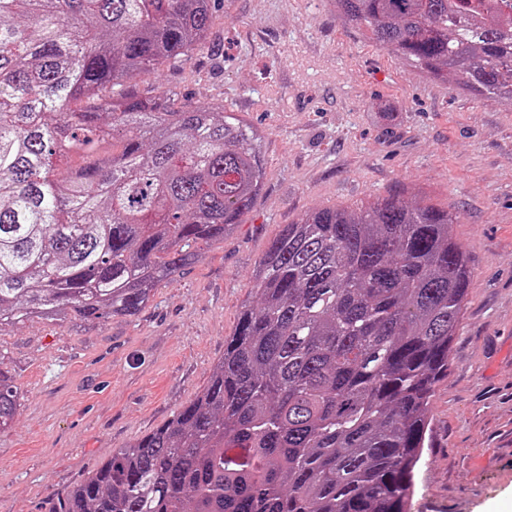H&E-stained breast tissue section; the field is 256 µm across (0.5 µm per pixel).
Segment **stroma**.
I'll list each match as a JSON object with an SVG mask.
<instances>
[{
    "instance_id": "1",
    "label": "stroma",
    "mask_w": 512,
    "mask_h": 512,
    "mask_svg": "<svg viewBox=\"0 0 512 512\" xmlns=\"http://www.w3.org/2000/svg\"><path fill=\"white\" fill-rule=\"evenodd\" d=\"M210 41L137 86L177 108L225 106L261 131L262 190L233 233L198 243L196 262L137 316L0 328L23 394L0 432V512H49L196 398L286 225L398 188L455 215L473 269L411 512L511 503L512 101L428 80L330 0H226Z\"/></svg>"
}]
</instances>
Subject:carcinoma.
Instances as JSON below:
<instances>
[{"mask_svg": "<svg viewBox=\"0 0 512 512\" xmlns=\"http://www.w3.org/2000/svg\"><path fill=\"white\" fill-rule=\"evenodd\" d=\"M330 2L429 79L512 100V0ZM215 3L0 0V327L134 317L252 209L262 133L134 84L204 50ZM453 225L402 192L286 225L203 391L50 512H411L472 277ZM20 400L0 351V432Z\"/></svg>", "mask_w": 512, "mask_h": 512, "instance_id": "obj_1", "label": "carcinoma"}]
</instances>
